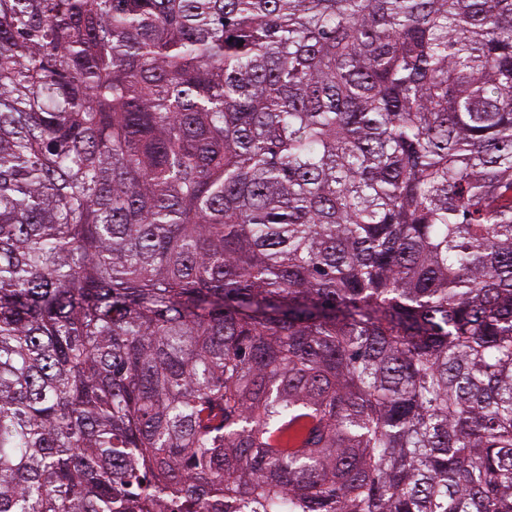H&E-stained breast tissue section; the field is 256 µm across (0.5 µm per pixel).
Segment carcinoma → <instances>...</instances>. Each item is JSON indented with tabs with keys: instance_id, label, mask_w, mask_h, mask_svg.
I'll use <instances>...</instances> for the list:
<instances>
[{
	"instance_id": "cac0c4a2",
	"label": "carcinoma",
	"mask_w": 512,
	"mask_h": 512,
	"mask_svg": "<svg viewBox=\"0 0 512 512\" xmlns=\"http://www.w3.org/2000/svg\"><path fill=\"white\" fill-rule=\"evenodd\" d=\"M173 503L512 512V0H0V512Z\"/></svg>"
}]
</instances>
